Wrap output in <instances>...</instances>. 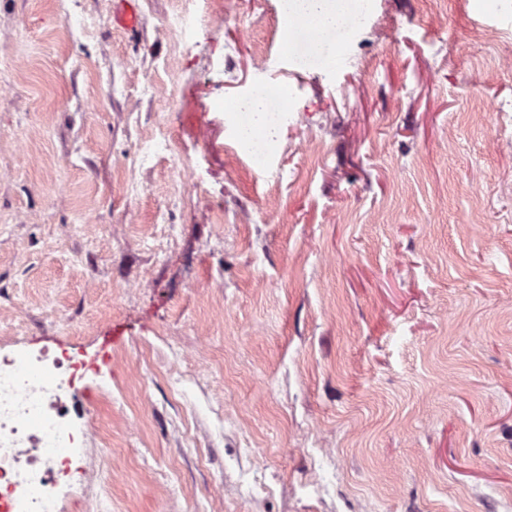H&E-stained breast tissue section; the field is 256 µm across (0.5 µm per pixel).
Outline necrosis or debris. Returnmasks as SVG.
<instances>
[{"mask_svg":"<svg viewBox=\"0 0 512 512\" xmlns=\"http://www.w3.org/2000/svg\"><path fill=\"white\" fill-rule=\"evenodd\" d=\"M85 363L70 350L0 351V512H60L92 436L69 405Z\"/></svg>","mask_w":512,"mask_h":512,"instance_id":"4bbe7bcc","label":"necrosis or debris"}]
</instances>
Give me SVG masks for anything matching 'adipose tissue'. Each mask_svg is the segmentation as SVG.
I'll return each mask as SVG.
<instances>
[{
  "mask_svg": "<svg viewBox=\"0 0 512 512\" xmlns=\"http://www.w3.org/2000/svg\"><path fill=\"white\" fill-rule=\"evenodd\" d=\"M281 9L298 26L305 65L314 66L334 59L336 40L348 32L359 4L357 0H281Z\"/></svg>",
  "mask_w": 512,
  "mask_h": 512,
  "instance_id": "1",
  "label": "adipose tissue"
}]
</instances>
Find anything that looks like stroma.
<instances>
[{"instance_id": "stroma-1", "label": "stroma", "mask_w": 512, "mask_h": 512, "mask_svg": "<svg viewBox=\"0 0 512 512\" xmlns=\"http://www.w3.org/2000/svg\"><path fill=\"white\" fill-rule=\"evenodd\" d=\"M114 6L0 0V347L93 371L64 512H512V14L372 0L302 69L280 0ZM248 112L254 113L250 114L248 117ZM268 112L274 114L272 126L268 130L261 131L254 143L247 142L241 132V126L244 124L246 118L248 117L243 126L244 133L251 135L256 128L270 122V114ZM233 113L238 114L236 125L237 154L249 156L254 159L256 153L259 152L261 154L259 163H261L265 155L278 146L280 130L282 125L288 121V112H275V110L270 107L269 90L265 87H259L253 92L250 99L243 103L241 111Z\"/></svg>"}]
</instances>
